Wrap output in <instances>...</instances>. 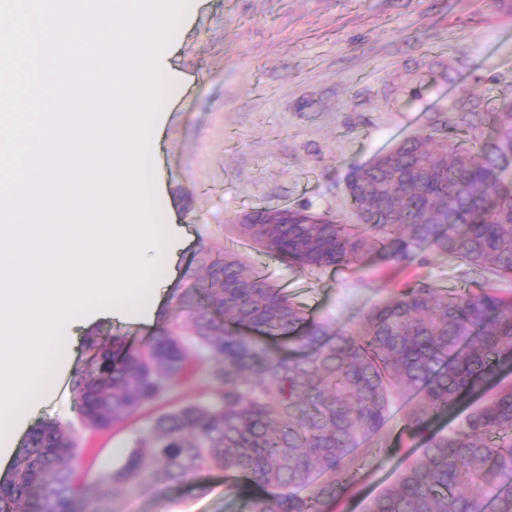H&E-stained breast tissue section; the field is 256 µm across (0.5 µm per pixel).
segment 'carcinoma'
<instances>
[{"mask_svg": "<svg viewBox=\"0 0 512 512\" xmlns=\"http://www.w3.org/2000/svg\"><path fill=\"white\" fill-rule=\"evenodd\" d=\"M494 135L411 136L356 171L357 223L233 224L247 246L303 273L371 258L402 266L433 251L483 280L450 291L420 282L371 308L350 330L310 317L234 252L201 246L203 277L183 289L146 340L100 343L73 392L83 433L41 421L17 451L0 512H119V498L219 471L261 491L252 512H327L356 485L355 450L395 403L403 432L424 441L366 512H512V100ZM465 112L445 127L478 128ZM200 395L151 418L124 462L83 473L107 434L185 387ZM479 403L448 432L437 416Z\"/></svg>", "mask_w": 512, "mask_h": 512, "instance_id": "1", "label": "carcinoma"}]
</instances>
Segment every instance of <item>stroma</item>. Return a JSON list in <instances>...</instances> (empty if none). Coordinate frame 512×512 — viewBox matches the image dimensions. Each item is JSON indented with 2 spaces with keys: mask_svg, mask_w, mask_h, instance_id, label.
<instances>
[{
  "mask_svg": "<svg viewBox=\"0 0 512 512\" xmlns=\"http://www.w3.org/2000/svg\"><path fill=\"white\" fill-rule=\"evenodd\" d=\"M171 64L182 85L162 97L164 136L152 153L161 221L177 217L191 238L169 293L199 276L200 244L231 249L294 301L336 327L355 324L405 283L469 287L467 266L434 254L408 268L368 262L311 277L234 240L229 223L268 209L329 212L352 221V172L407 137L440 125L470 88L469 107L497 111L512 99V0H188L171 30ZM83 329L53 339L59 369L38 404L44 417L79 418L71 382L87 357ZM400 407L356 450L363 467L333 512H362L402 465ZM143 413L99 440L89 470L120 466L147 425ZM252 494L223 473L163 492L142 490L121 512H248Z\"/></svg>",
  "mask_w": 512,
  "mask_h": 512,
  "instance_id": "1",
  "label": "stroma"
}]
</instances>
